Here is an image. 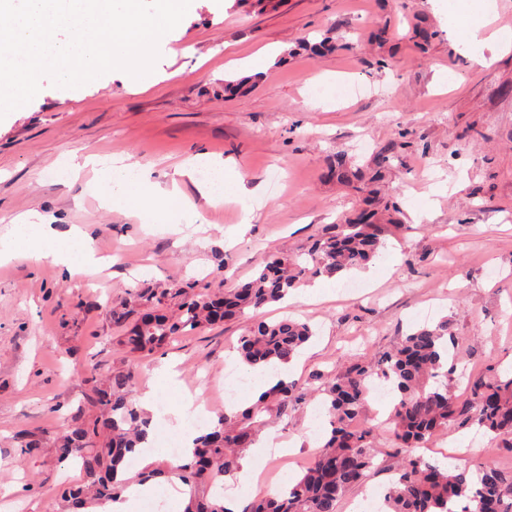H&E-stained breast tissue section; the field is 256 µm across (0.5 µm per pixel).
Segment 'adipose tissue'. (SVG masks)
I'll list each match as a JSON object with an SVG mask.
<instances>
[{"label":"adipose tissue","mask_w":512,"mask_h":512,"mask_svg":"<svg viewBox=\"0 0 512 512\" xmlns=\"http://www.w3.org/2000/svg\"><path fill=\"white\" fill-rule=\"evenodd\" d=\"M469 9L464 0L457 15L465 23L460 53L486 66L491 58L512 50V34L502 30L486 33V20L469 19ZM98 187L107 208L125 212L144 224H171L188 218L190 213L187 199L177 188L152 181L145 166L137 163L122 159L101 161ZM7 237L8 244L0 247V261L18 255L37 260L49 258L68 271L97 262L86 234L76 230L57 237L50 223L35 213L12 218ZM117 479L125 484L121 494L94 505L91 512H140L142 502L158 493L154 482H128L125 472H118Z\"/></svg>","instance_id":"ef3b65f1"}]
</instances>
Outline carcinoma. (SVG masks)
Returning a JSON list of instances; mask_svg holds the SVG:
<instances>
[{
  "label": "carcinoma",
  "mask_w": 512,
  "mask_h": 512,
  "mask_svg": "<svg viewBox=\"0 0 512 512\" xmlns=\"http://www.w3.org/2000/svg\"><path fill=\"white\" fill-rule=\"evenodd\" d=\"M336 180L351 184L364 173L340 159ZM386 225L377 213L363 210L344 224L323 233L297 256L270 255L248 281L224 292L198 289L187 283L178 288L141 293L127 304L112 307V322L125 328L117 340L125 354L149 356L185 330L220 324L249 308L283 299L306 277L333 278L366 265L383 247ZM177 301L176 312L160 308ZM312 336L311 327L293 318L260 321L239 339L238 355L251 368L289 361ZM460 361L459 340L446 320L423 326L406 336L392 351L373 363H350L341 372H315L305 386L279 383L243 410L221 414L209 431L195 440L188 462L177 477L189 487L184 512H226L218 497V482L238 469L242 452L252 447L269 417L288 415L311 391L325 395L331 429L310 465L282 491H262L241 512H336L338 502L361 484L374 466L375 440L391 444L399 457L398 478L384 495L387 512H512V469L430 462L413 453L427 437L451 425H477L512 451V377L498 372L471 375L461 395L448 389ZM379 375L398 398L378 429L361 420L368 386ZM86 404L73 413L70 429L55 438L60 461L77 459L80 479L60 486L63 512H85L117 496L123 483L117 470L146 442L150 424L141 420L131 401L134 372L95 373Z\"/></svg>",
  "instance_id": "1"
}]
</instances>
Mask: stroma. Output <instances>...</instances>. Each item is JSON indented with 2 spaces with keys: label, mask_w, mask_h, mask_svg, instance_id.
I'll use <instances>...</instances> for the list:
<instances>
[{
  "label": "stroma",
  "mask_w": 512,
  "mask_h": 512,
  "mask_svg": "<svg viewBox=\"0 0 512 512\" xmlns=\"http://www.w3.org/2000/svg\"><path fill=\"white\" fill-rule=\"evenodd\" d=\"M460 28L435 0H191L159 48L153 80L135 87L107 73L77 88L43 79L40 94L0 120V236L8 219L35 211L59 234L86 230L102 269L62 276L48 261L0 263V499L25 512H60L64 479L52 444L91 392L93 364L132 370L136 394L155 389L165 410L188 391L221 413L224 368L250 323L292 317L314 335L295 359V382L369 362L419 324L449 320L463 341L458 372L497 367L512 376V52L475 69L455 49ZM334 42L314 54L310 45ZM267 50L263 73L230 60ZM322 105L307 106L311 80ZM246 80L229 95L228 81ZM389 163H380L385 151ZM229 161L249 191L211 205L177 166L198 153ZM128 156L153 180L178 182L197 218L173 233L104 207L87 156ZM81 167L66 182L60 163ZM346 157L376 183L330 175ZM373 205L388 209L380 256L338 276L314 297L268 304L241 320L190 332L147 357L112 344V307L149 288L194 282L227 288L265 255L299 254L329 225ZM251 223H242L243 213ZM358 281L359 292L345 284ZM172 365L174 377L158 369ZM321 396L274 425L290 453L263 461L267 488L293 483L329 430ZM31 433L43 448L21 455ZM337 512H356L394 479L393 450Z\"/></svg>",
  "instance_id": "obj_1"
}]
</instances>
